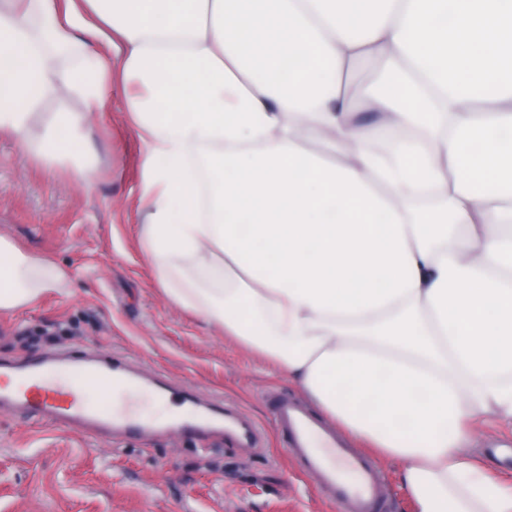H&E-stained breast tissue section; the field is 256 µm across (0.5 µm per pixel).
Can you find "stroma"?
I'll use <instances>...</instances> for the list:
<instances>
[{
    "instance_id": "35a3bbf8",
    "label": "stroma",
    "mask_w": 512,
    "mask_h": 512,
    "mask_svg": "<svg viewBox=\"0 0 512 512\" xmlns=\"http://www.w3.org/2000/svg\"><path fill=\"white\" fill-rule=\"evenodd\" d=\"M121 85L88 128V180L21 163L0 137V235L72 275L68 293L0 311V363L50 353H109L124 368L185 395L231 404L257 422L263 442L244 448L220 432L105 437L0 410V512H338L299 473L277 435L272 399L307 405L273 364L173 304L155 282L139 238L145 148ZM469 452L489 477L512 483V424H477ZM383 512H415L399 461L375 457Z\"/></svg>"
}]
</instances>
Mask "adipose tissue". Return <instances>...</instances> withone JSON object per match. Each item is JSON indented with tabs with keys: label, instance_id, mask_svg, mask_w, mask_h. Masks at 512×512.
I'll use <instances>...</instances> for the list:
<instances>
[{
	"label": "adipose tissue",
	"instance_id": "ef3b65f1",
	"mask_svg": "<svg viewBox=\"0 0 512 512\" xmlns=\"http://www.w3.org/2000/svg\"><path fill=\"white\" fill-rule=\"evenodd\" d=\"M368 58L398 81L351 97ZM116 81L165 295L399 460L416 512H512L465 453L512 421V0H0L24 160L87 179ZM53 89L83 111L33 127ZM70 284L0 236V311Z\"/></svg>",
	"mask_w": 512,
	"mask_h": 512
}]
</instances>
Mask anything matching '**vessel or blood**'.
Here are the masks:
<instances>
[{"instance_id":"1","label":"vessel or blood","mask_w":512,"mask_h":512,"mask_svg":"<svg viewBox=\"0 0 512 512\" xmlns=\"http://www.w3.org/2000/svg\"><path fill=\"white\" fill-rule=\"evenodd\" d=\"M97 365L113 367L111 356L97 354L74 359L38 357L19 365L17 371L28 380L21 392L0 389V407L18 409L29 418H51L66 426H84L104 431H143L147 425L125 406L95 407L83 396L85 381ZM277 427L287 437L291 453L305 472L318 484L334 493L338 501L348 502L351 512H380L381 484L372 460L351 453L336 436L320 427L297 404L276 400L273 408ZM224 421L228 432L242 445L258 446L260 431L238 409L214 406L191 409L174 423L183 433H198L204 422Z\"/></svg>"}]
</instances>
